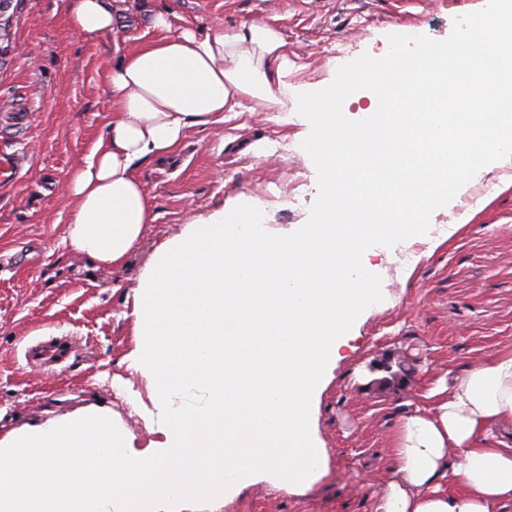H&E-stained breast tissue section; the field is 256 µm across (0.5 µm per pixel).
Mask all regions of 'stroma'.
<instances>
[{"mask_svg": "<svg viewBox=\"0 0 512 512\" xmlns=\"http://www.w3.org/2000/svg\"><path fill=\"white\" fill-rule=\"evenodd\" d=\"M116 35H74L64 0H10L9 41L0 53V145L24 150L22 170L0 184V435L93 404L111 408L139 447L154 441L146 377L129 369L135 347L133 288L157 248L185 225L264 185L261 207L271 233L313 223L323 177L305 149L307 126L280 125L270 112L229 115L193 128L175 156L139 177L157 218L120 269L98 268L63 241L71 205L65 174L105 132L107 72L118 65L114 39H150V17L206 30L254 20L279 29L298 55L303 82L329 81L389 49L406 53L400 31L435 46L457 42L461 19L482 17L486 0H112ZM414 42V43H415ZM287 145L280 153L279 145ZM501 192L470 205L472 220L449 241L398 263L404 242L379 249V299L353 325L313 404V427L327 472L302 493L273 476L224 495L221 512H376L394 479V437L402 419L429 407L426 392L476 362L512 351V171L489 173ZM60 330L83 353L50 370L24 360L27 341ZM408 374L383 383V364Z\"/></svg>", "mask_w": 512, "mask_h": 512, "instance_id": "1", "label": "stroma"}]
</instances>
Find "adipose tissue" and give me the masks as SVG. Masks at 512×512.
Masks as SVG:
<instances>
[{"label": "adipose tissue", "mask_w": 512, "mask_h": 512, "mask_svg": "<svg viewBox=\"0 0 512 512\" xmlns=\"http://www.w3.org/2000/svg\"><path fill=\"white\" fill-rule=\"evenodd\" d=\"M71 28L113 32L110 0H67ZM108 72L112 116L64 180L72 204L64 241L93 263L119 266L149 224L137 176L173 156L189 129L231 112L309 121L307 149L324 182L315 223L270 234L252 209L217 211L158 249L133 289L137 343L128 367L152 381L162 439L136 449L112 411L92 406L0 437V512H191L260 471L302 491L325 474L311 401L354 322L376 297L373 240L415 239L437 206L481 173L512 163V0H495L454 44L364 61L330 83L295 84L285 36L264 22L174 28ZM493 98L460 121L448 109V67ZM372 90L366 123L343 103ZM203 393L202 405L182 396ZM426 414L402 421L396 474L378 512H512V352L428 393ZM449 477L456 491L437 483Z\"/></svg>", "instance_id": "ef3b65f1"}]
</instances>
